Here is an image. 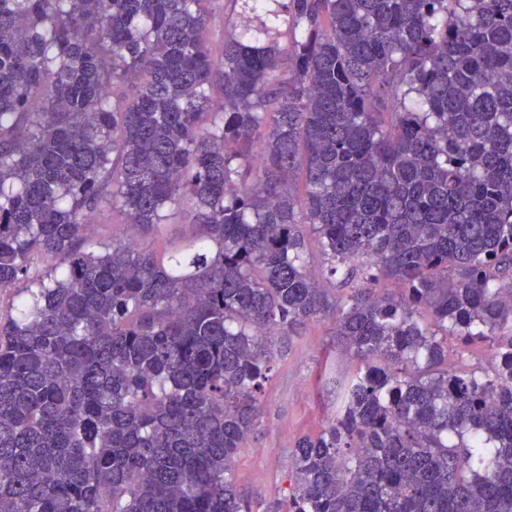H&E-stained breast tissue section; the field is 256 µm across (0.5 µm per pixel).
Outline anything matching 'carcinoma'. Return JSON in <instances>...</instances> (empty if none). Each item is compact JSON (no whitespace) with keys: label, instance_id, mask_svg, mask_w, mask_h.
<instances>
[{"label":"carcinoma","instance_id":"obj_1","mask_svg":"<svg viewBox=\"0 0 512 512\" xmlns=\"http://www.w3.org/2000/svg\"><path fill=\"white\" fill-rule=\"evenodd\" d=\"M241 2L215 54V0H0V512H252L277 338L325 318L357 372L287 512H512V0ZM180 206L166 262L88 238ZM123 220L118 212L105 211L97 214L93 218L91 228L95 239L112 243V239L118 240L124 228V224H119ZM491 352L486 345L477 344L458 353L455 339H448V367L456 370H480L489 368Z\"/></svg>","mask_w":512,"mask_h":512}]
</instances>
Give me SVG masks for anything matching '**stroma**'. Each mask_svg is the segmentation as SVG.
<instances>
[{"label":"stroma","instance_id":"35a3bbf8","mask_svg":"<svg viewBox=\"0 0 512 512\" xmlns=\"http://www.w3.org/2000/svg\"><path fill=\"white\" fill-rule=\"evenodd\" d=\"M354 366L331 320L308 324L286 340L264 388L260 422L234 468L253 512H286L292 450L301 436L318 433L335 417Z\"/></svg>","mask_w":512,"mask_h":512}]
</instances>
